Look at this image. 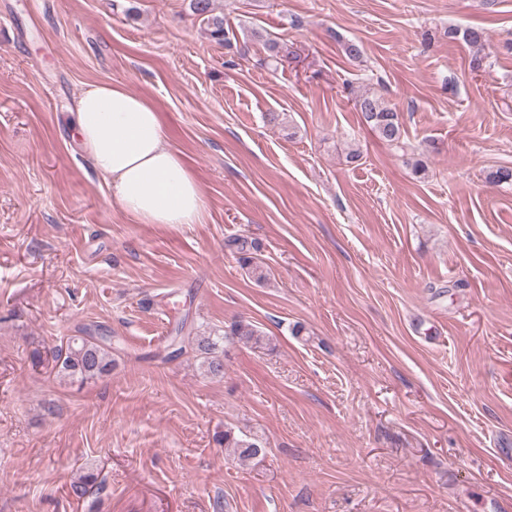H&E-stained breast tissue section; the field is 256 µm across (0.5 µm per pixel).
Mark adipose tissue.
<instances>
[{"mask_svg":"<svg viewBox=\"0 0 512 512\" xmlns=\"http://www.w3.org/2000/svg\"><path fill=\"white\" fill-rule=\"evenodd\" d=\"M71 127L120 208L143 224H192L203 208L191 169L166 141L159 112L123 85L87 84Z\"/></svg>","mask_w":512,"mask_h":512,"instance_id":"obj_1","label":"adipose tissue"}]
</instances>
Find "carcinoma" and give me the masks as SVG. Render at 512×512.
<instances>
[{
    "label": "carcinoma",
    "mask_w": 512,
    "mask_h": 512,
    "mask_svg": "<svg viewBox=\"0 0 512 512\" xmlns=\"http://www.w3.org/2000/svg\"><path fill=\"white\" fill-rule=\"evenodd\" d=\"M194 10L208 17L211 22V37L222 42L226 39L224 21L210 16L213 0H194ZM355 107L360 112L363 123L373 130L380 139L397 147L402 144V125L396 111L386 106L382 100L372 94L356 96ZM238 339L244 343L260 344L264 340L261 332L251 323L240 320L235 322L224 334L216 336H174L172 341L180 344V349L191 346L201 355L202 365L207 373L217 376L224 373V359L216 354L219 345ZM112 342L100 336H77L69 339L66 348L58 349L54 355L58 374L82 381L94 379L112 370ZM224 447L234 449L239 459L256 457L262 445L258 439L246 434L237 436L230 429L224 431ZM101 489L98 474L89 471L70 485L71 494L78 499L84 498Z\"/></svg>",
    "instance_id": "carcinoma-1"
}]
</instances>
